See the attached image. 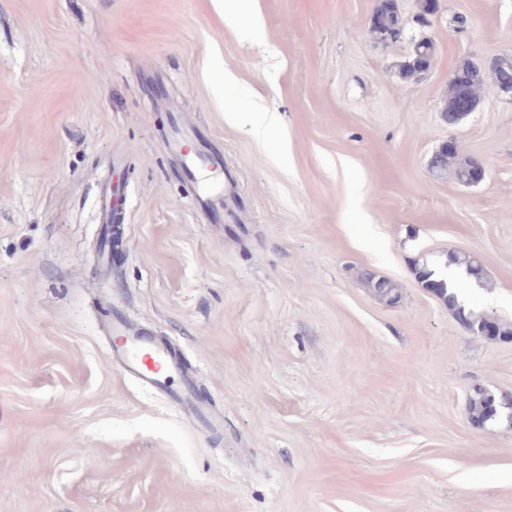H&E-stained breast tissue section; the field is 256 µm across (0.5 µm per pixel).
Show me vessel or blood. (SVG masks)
<instances>
[{"label":"vessel or blood","instance_id":"b4317fda","mask_svg":"<svg viewBox=\"0 0 512 512\" xmlns=\"http://www.w3.org/2000/svg\"><path fill=\"white\" fill-rule=\"evenodd\" d=\"M219 166V159L210 155L196 157L192 162L191 176L196 183L197 202L201 208L214 211L224 205V186L221 181L210 177L211 172ZM118 330L120 336L112 355L126 372L170 395L174 402L192 407L203 424H215V417L205 408L195 405L190 393L171 390V379L182 370V363L176 356L158 345L148 333L132 329L124 323L119 325Z\"/></svg>","mask_w":512,"mask_h":512}]
</instances>
